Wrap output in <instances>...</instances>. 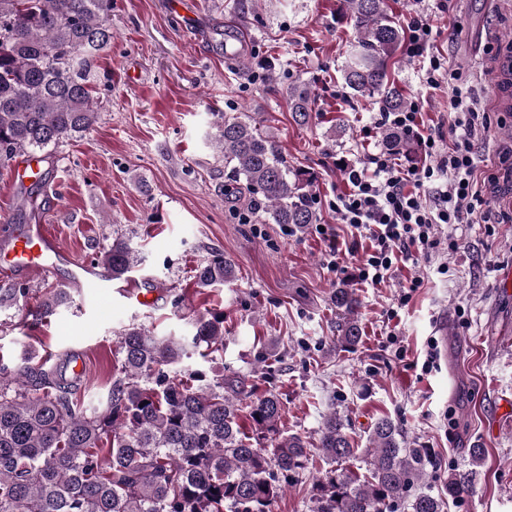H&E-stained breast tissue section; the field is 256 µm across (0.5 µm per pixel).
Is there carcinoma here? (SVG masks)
<instances>
[{
  "label": "carcinoma",
  "instance_id": "1",
  "mask_svg": "<svg viewBox=\"0 0 512 512\" xmlns=\"http://www.w3.org/2000/svg\"><path fill=\"white\" fill-rule=\"evenodd\" d=\"M356 32L342 69L345 85L375 99L381 112L408 107L389 82L390 61L402 53L401 29L386 0H339ZM112 0H0V168L17 157L48 158L65 139L97 120L98 61L112 47ZM502 104L512 109V65L501 68ZM311 95L289 91L292 118L308 122ZM254 112L217 113L216 147L224 155L232 211L302 228L316 222L312 174L289 168L274 137ZM387 147L410 158L413 142L385 131ZM95 260L114 279L134 271L131 240L115 237ZM203 287L235 278L234 264L213 251L195 269ZM31 293L0 282V312ZM341 321L338 340L353 347L361 336L358 301L349 288L333 295ZM71 300L65 288L46 292L38 306L47 318ZM224 348V313L208 310L194 322L186 345L160 340L141 326L118 337V374L106 408L86 412L76 378L56 366L37 371L31 358L0 367V512H274L296 475L307 468L303 437L280 430L284 411L274 392L241 406L238 376L209 377L177 369L187 347ZM400 430L377 420L363 450L367 474L343 463L355 458L342 419L323 418L316 448L331 465L311 486V512H444L447 500L468 493L485 450L470 449L472 469L429 482L427 454L404 448Z\"/></svg>",
  "mask_w": 512,
  "mask_h": 512
}]
</instances>
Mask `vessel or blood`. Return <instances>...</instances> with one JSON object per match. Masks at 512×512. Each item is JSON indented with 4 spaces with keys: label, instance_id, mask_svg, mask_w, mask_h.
I'll list each match as a JSON object with an SVG mask.
<instances>
[{
    "label": "vessel or blood",
    "instance_id": "vessel-or-blood-1",
    "mask_svg": "<svg viewBox=\"0 0 512 512\" xmlns=\"http://www.w3.org/2000/svg\"><path fill=\"white\" fill-rule=\"evenodd\" d=\"M47 176L39 156L23 157L11 170L10 182L14 185L31 187L45 186ZM11 244L7 250L8 259L0 271L7 275H32L46 268L45 259L56 251V240L41 224H28L20 228H8ZM70 281L81 288L92 289L94 297L111 298L112 279L99 275L95 266L81 259H71Z\"/></svg>",
    "mask_w": 512,
    "mask_h": 512
}]
</instances>
